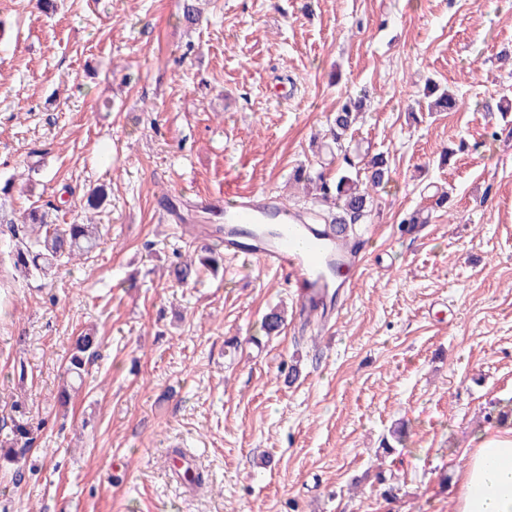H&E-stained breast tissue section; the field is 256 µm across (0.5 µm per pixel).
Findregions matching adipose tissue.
<instances>
[{
    "label": "adipose tissue",
    "instance_id": "1",
    "mask_svg": "<svg viewBox=\"0 0 512 512\" xmlns=\"http://www.w3.org/2000/svg\"><path fill=\"white\" fill-rule=\"evenodd\" d=\"M456 512H512V434L482 438L460 471Z\"/></svg>",
    "mask_w": 512,
    "mask_h": 512
}]
</instances>
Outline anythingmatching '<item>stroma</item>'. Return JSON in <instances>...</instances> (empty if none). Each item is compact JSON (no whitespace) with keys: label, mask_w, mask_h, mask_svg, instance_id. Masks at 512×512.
<instances>
[{"label":"stroma","mask_w":512,"mask_h":512,"mask_svg":"<svg viewBox=\"0 0 512 512\" xmlns=\"http://www.w3.org/2000/svg\"><path fill=\"white\" fill-rule=\"evenodd\" d=\"M183 2L0 0V186L102 227L44 287L9 278L0 232V423H44L24 481L0 462V512H456L477 435L512 429V0H196L192 26ZM429 79L460 110L428 111ZM349 93L351 147L392 180L340 318L300 324L286 278L231 256L176 285L200 197L310 205L291 173ZM434 187L448 210L403 233ZM85 331L99 356L63 406Z\"/></svg>","instance_id":"35a3bbf8"}]
</instances>
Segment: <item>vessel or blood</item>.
I'll list each match as a JSON object with an SVG mask.
<instances>
[{
  "label": "vessel or blood",
  "instance_id": "b4317fda",
  "mask_svg": "<svg viewBox=\"0 0 512 512\" xmlns=\"http://www.w3.org/2000/svg\"><path fill=\"white\" fill-rule=\"evenodd\" d=\"M199 206L224 220L220 226L198 225L199 238H216L225 253L284 274L298 297V318L317 314L329 320L334 291L348 287L343 273L358 267L363 239L346 237L330 224L311 223L265 192L238 194L229 206L205 197Z\"/></svg>",
  "mask_w": 512,
  "mask_h": 512
}]
</instances>
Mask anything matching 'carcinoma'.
<instances>
[{"label":"carcinoma","mask_w":512,"mask_h":512,"mask_svg":"<svg viewBox=\"0 0 512 512\" xmlns=\"http://www.w3.org/2000/svg\"><path fill=\"white\" fill-rule=\"evenodd\" d=\"M424 94L434 98L433 106L441 112L456 111L460 101L448 91L440 89L429 81ZM367 107L366 95L348 94L340 103L331 120V142L336 150L343 151L347 136L360 114ZM293 180L303 183L313 191L311 208L330 224H358L372 211V192L386 188L390 183V168L381 154L370 158L343 155V166L336 176H330V169L318 167L296 168ZM57 205L32 207L17 217L10 218L0 206V224L8 226L15 239L11 251V262L15 274L24 280L47 281L58 269L76 258H80L96 247L99 237L97 224H57L51 220ZM222 257L206 256L197 260L178 258L170 265L169 276L179 284H186L197 276L198 266L216 267ZM97 337L84 333L75 339L70 356L63 370L61 402L68 399L69 389L84 382L87 366L97 355ZM43 423L23 410L11 419V423L0 426V449L9 450V458L17 463L24 459L32 447L35 435Z\"/></svg>","instance_id":"1"}]
</instances>
